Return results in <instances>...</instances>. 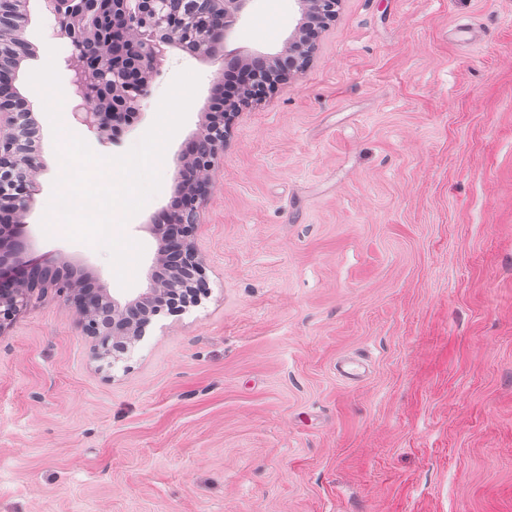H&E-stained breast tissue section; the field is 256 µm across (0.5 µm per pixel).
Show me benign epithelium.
I'll return each mask as SVG.
<instances>
[{
  "instance_id": "1",
  "label": "benign epithelium",
  "mask_w": 512,
  "mask_h": 512,
  "mask_svg": "<svg viewBox=\"0 0 512 512\" xmlns=\"http://www.w3.org/2000/svg\"><path fill=\"white\" fill-rule=\"evenodd\" d=\"M183 0H114L112 43L117 46L112 70L83 55L84 45L98 27L97 0H84L78 10L60 0H43L60 34L72 43L73 86L77 122L101 140H116L140 119L148 96L149 78L162 66L168 49L180 46L174 38L184 23ZM249 0H193L194 10L212 24L194 55L225 37ZM301 22L291 36L288 70L309 59L321 30L336 20L341 0H294ZM20 0H0V67L11 65L27 43L14 36ZM283 81L282 70L259 65L248 86V99H261ZM25 101L12 83L0 85V335L34 303L48 295L74 306L81 335L91 339L93 355L104 359L145 335L159 316L180 315L208 293L204 261L195 248L197 211L210 192V172L224 147L235 113L219 105L206 113V123L181 155L178 190L162 222L152 225L160 241L145 292L125 303L107 289L93 287L69 263L48 262L28 255L24 217L42 167L38 150L28 139L33 131Z\"/></svg>"
}]
</instances>
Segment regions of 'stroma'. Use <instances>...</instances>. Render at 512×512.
I'll use <instances>...</instances> for the list:
<instances>
[{
    "mask_svg": "<svg viewBox=\"0 0 512 512\" xmlns=\"http://www.w3.org/2000/svg\"><path fill=\"white\" fill-rule=\"evenodd\" d=\"M28 9L31 254L134 299L225 61L170 50L113 143L61 108L118 156L179 70L200 76L159 193L122 229L145 247L125 290L104 249L43 231L61 165L27 75L53 47L69 84L71 44ZM299 19L249 0L226 48L277 56ZM211 175L198 305L110 364L51 296L0 334V512H512V0H341L305 68L240 109Z\"/></svg>",
    "mask_w": 512,
    "mask_h": 512,
    "instance_id": "1",
    "label": "stroma"
}]
</instances>
